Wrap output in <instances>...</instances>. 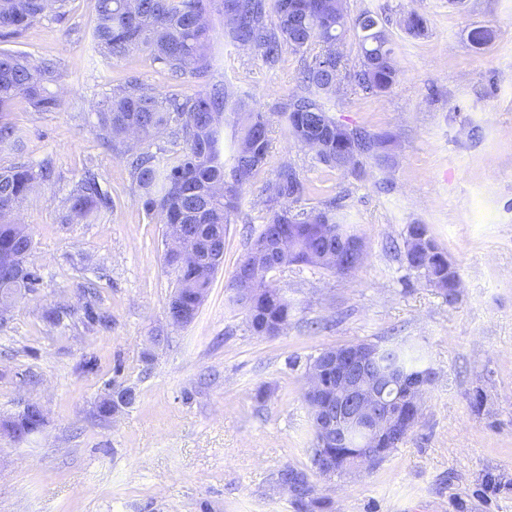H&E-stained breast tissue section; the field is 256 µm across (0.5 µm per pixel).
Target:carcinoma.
I'll use <instances>...</instances> for the list:
<instances>
[{
  "mask_svg": "<svg viewBox=\"0 0 512 512\" xmlns=\"http://www.w3.org/2000/svg\"><path fill=\"white\" fill-rule=\"evenodd\" d=\"M66 0H0V36L19 37L46 11H59ZM210 0H97V21L92 41L107 61L133 51L150 53L177 76L207 79L211 74ZM275 13L276 22L269 21ZM224 32L238 46L261 52L274 67L283 49L319 51L305 66L303 92L285 108L292 136L302 145L318 139L322 148L318 160L325 166L346 172L344 157H386L391 135L372 133L364 128H336L320 94L336 90L341 82L342 54L336 53L348 29L357 32L359 59L356 69L347 73L350 82L371 95L392 89L400 70L393 43L379 19L366 10L349 18L342 0H222ZM405 31L422 35L427 20L411 13L404 19ZM60 78L59 64L53 58H31L24 53L0 50V150H13L22 141L21 129L5 119L7 107L17 98L25 100L34 112H53L60 99L52 92ZM234 116L235 150L224 159V125ZM270 120L265 113L252 111L244 100L224 83H206L191 96L177 92L160 94L136 80L112 90L97 113V136L112 150L132 157L130 175L139 201L158 223L188 224L196 233L190 242L206 247L216 238L215 247L205 257L212 261L208 274L185 266H173L177 286L172 299L179 304L186 322L197 316L201 303L197 289H210L219 269L217 257L224 248V225L241 200L243 187L262 168L269 150ZM180 147L177 162L160 159L151 148L165 137ZM53 169L45 162L38 168L25 163L0 167V251L29 258L33 238L22 227L12 226L10 216L29 198L37 186L49 181ZM267 201L278 203L299 199L304 184L295 167L283 163L275 178L264 188ZM111 199L97 176L87 172L64 200L62 221L71 223L110 208ZM336 222L334 206L295 212L282 207L272 212L259 231L261 236L291 234L296 240V263L318 266L317 256L340 245L339 237H325L319 228ZM425 265L410 269L424 275L429 284L452 301L457 294L459 275L448 269V254L432 238ZM42 277L19 269L0 270V290L11 289L21 298L33 293ZM290 308L272 283L259 294L258 310L248 315L252 332L266 336L273 327L288 325ZM44 319L63 334L71 326L72 311L48 309ZM380 371L423 373L427 368L397 345L381 346L376 358ZM364 431L351 426L340 438L323 447L315 444L311 463L323 474L320 459L332 461L336 475L348 474L368 454ZM276 484L293 498L300 512H316L325 501L316 495L306 472L292 466L282 468Z\"/></svg>",
  "mask_w": 512,
  "mask_h": 512,
  "instance_id": "obj_1",
  "label": "carcinoma"
}]
</instances>
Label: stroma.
<instances>
[{"instance_id": "obj_1", "label": "stroma", "mask_w": 512, "mask_h": 512, "mask_svg": "<svg viewBox=\"0 0 512 512\" xmlns=\"http://www.w3.org/2000/svg\"><path fill=\"white\" fill-rule=\"evenodd\" d=\"M95 6L67 0L63 15L46 13L21 37L0 39V50L56 59L62 72L59 109L38 114L16 100L9 118L23 148L0 153V166L49 160L56 170L17 213L33 236L40 291L0 322V415L33 400L48 423L23 441L0 439V512H297L276 475L311 466L306 365L359 342L411 347L437 377L418 424L387 459L332 479L312 475L324 512H512V0H347L350 15H378L400 70L381 95L345 83L323 97L337 122L392 136L388 159L362 160L353 173L320 163L281 115L301 90L306 52L284 49L268 67L225 37L212 0L210 80L266 113L270 149L187 325L167 316L176 275L164 263L163 227L143 210L125 158L104 150L95 130L113 88L135 78L164 94L173 81L146 52L103 61L91 40ZM410 12L426 18L425 36L401 28ZM478 27L494 32L479 48L468 39ZM286 161L306 185L298 208L335 205L365 256L344 274L275 272L288 325L255 336L227 285L270 215L264 186ZM89 168L112 206L62 223V201ZM411 224L427 225L455 264L454 301L409 268ZM89 280L110 328L78 321L58 335L45 310L64 303L82 312ZM157 334L165 341L156 348ZM113 381L136 400L102 420L93 408Z\"/></svg>"}]
</instances>
